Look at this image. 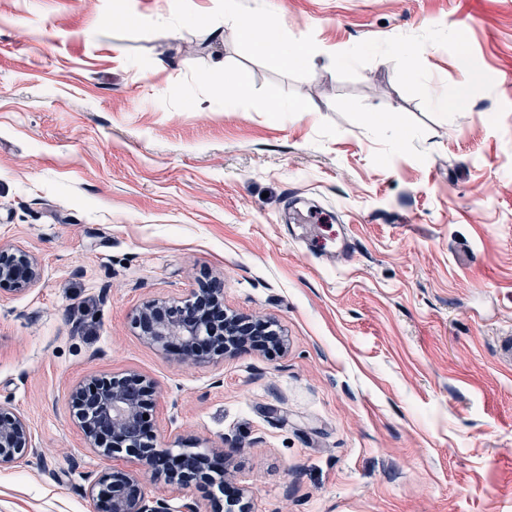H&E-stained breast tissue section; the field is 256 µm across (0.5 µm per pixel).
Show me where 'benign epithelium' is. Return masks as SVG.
Returning a JSON list of instances; mask_svg holds the SVG:
<instances>
[{
    "mask_svg": "<svg viewBox=\"0 0 512 512\" xmlns=\"http://www.w3.org/2000/svg\"><path fill=\"white\" fill-rule=\"evenodd\" d=\"M40 278L37 262L28 255L0 249V293L25 291ZM224 309V289L214 280L192 292L181 304L152 300L137 308L133 320L139 336L161 351L177 349L184 362L201 364L222 359L249 337L261 334L285 339L272 326L236 317L217 319L213 309ZM154 384L145 376L129 372L111 378H93L76 387L72 408L81 423L84 443L97 454L114 457L124 453L157 474H164L171 486L202 483L208 468L204 455L182 456L180 467L169 465V457L156 451L149 414ZM39 457L25 419L0 403V468L11 467ZM96 496L97 512H171L168 500L149 499L142 491L139 475L109 468L90 482Z\"/></svg>",
    "mask_w": 512,
    "mask_h": 512,
    "instance_id": "7a95c632",
    "label": "benign epithelium"
}]
</instances>
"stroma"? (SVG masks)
I'll return each instance as SVG.
<instances>
[{"instance_id":"35a3bbf8","label":"stroma","mask_w":512,"mask_h":512,"mask_svg":"<svg viewBox=\"0 0 512 512\" xmlns=\"http://www.w3.org/2000/svg\"><path fill=\"white\" fill-rule=\"evenodd\" d=\"M228 9L321 54L260 52ZM296 200L350 253L311 254ZM0 247L40 267L0 295V401L42 455L0 468V512H95L85 474L135 462L85 448L71 393L127 372L158 449L223 446L249 512H512V0H0ZM214 279L287 349L138 336Z\"/></svg>"}]
</instances>
